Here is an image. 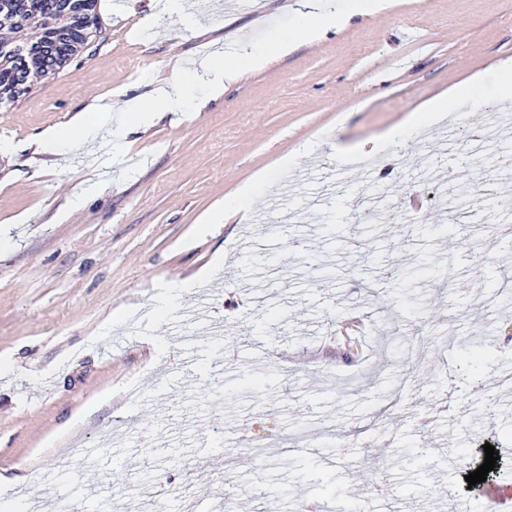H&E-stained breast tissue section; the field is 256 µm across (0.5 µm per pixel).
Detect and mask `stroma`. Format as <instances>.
<instances>
[{
	"mask_svg": "<svg viewBox=\"0 0 512 512\" xmlns=\"http://www.w3.org/2000/svg\"><path fill=\"white\" fill-rule=\"evenodd\" d=\"M299 2L189 0L171 16L159 0H98L87 47L0 105V512L31 496L72 512H214L226 481L236 512L320 498L339 512H482L462 460L512 433V389L490 400L452 377L465 359L512 372V306L486 305L512 274V101L495 99L512 0H403L211 85L209 59L287 37ZM184 68L200 110L129 128L127 101ZM476 75L495 111L464 99L387 142ZM95 97L112 111L94 142L35 154ZM482 127L495 137L476 150ZM249 184L245 212L198 233ZM410 189L429 197L416 213L401 205ZM219 249L223 268L199 278ZM182 280L156 318L158 284ZM352 316L359 356L334 336ZM62 450L64 472L46 464Z\"/></svg>",
	"mask_w": 512,
	"mask_h": 512,
	"instance_id": "35a3bbf8",
	"label": "stroma"
}]
</instances>
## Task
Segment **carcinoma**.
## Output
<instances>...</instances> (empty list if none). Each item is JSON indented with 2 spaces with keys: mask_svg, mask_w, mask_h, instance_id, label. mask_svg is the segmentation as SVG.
Listing matches in <instances>:
<instances>
[{
  "mask_svg": "<svg viewBox=\"0 0 512 512\" xmlns=\"http://www.w3.org/2000/svg\"><path fill=\"white\" fill-rule=\"evenodd\" d=\"M98 0H0V104L28 91L32 79L63 67L98 29Z\"/></svg>",
  "mask_w": 512,
  "mask_h": 512,
  "instance_id": "carcinoma-1",
  "label": "carcinoma"
}]
</instances>
